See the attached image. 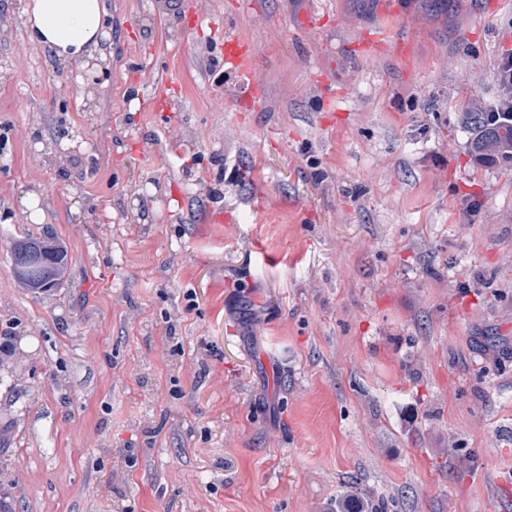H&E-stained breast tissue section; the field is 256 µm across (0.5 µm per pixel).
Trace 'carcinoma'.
Instances as JSON below:
<instances>
[{
  "label": "carcinoma",
  "mask_w": 512,
  "mask_h": 512,
  "mask_svg": "<svg viewBox=\"0 0 512 512\" xmlns=\"http://www.w3.org/2000/svg\"><path fill=\"white\" fill-rule=\"evenodd\" d=\"M472 134L470 149L474 160L486 166L512 165V121L497 119V113L486 108H475L465 113ZM39 254L40 263L30 276L18 279L26 288L38 293L56 287L64 277L68 265L67 252L50 234H27L13 242L12 267L25 266L30 256Z\"/></svg>",
  "instance_id": "cac0c4a2"
}]
</instances>
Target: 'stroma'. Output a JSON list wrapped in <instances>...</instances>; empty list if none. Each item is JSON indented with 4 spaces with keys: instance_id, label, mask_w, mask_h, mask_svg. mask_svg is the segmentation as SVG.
I'll list each match as a JSON object with an SVG mask.
<instances>
[{
    "instance_id": "1",
    "label": "stroma",
    "mask_w": 512,
    "mask_h": 512,
    "mask_svg": "<svg viewBox=\"0 0 512 512\" xmlns=\"http://www.w3.org/2000/svg\"><path fill=\"white\" fill-rule=\"evenodd\" d=\"M190 2L105 0L86 88L0 0L11 512H512V166L462 120L506 94L512 0ZM379 25L408 54H359ZM215 28L262 97L215 82ZM169 76L178 111L141 110ZM38 230L69 260L43 294L10 253ZM221 36V53L224 61V75L234 80L241 89L243 100H253L262 93L257 84L253 67L254 49L245 39L228 32Z\"/></svg>"
}]
</instances>
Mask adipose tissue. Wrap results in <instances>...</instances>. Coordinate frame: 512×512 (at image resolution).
Listing matches in <instances>:
<instances>
[{
  "label": "adipose tissue",
  "mask_w": 512,
  "mask_h": 512,
  "mask_svg": "<svg viewBox=\"0 0 512 512\" xmlns=\"http://www.w3.org/2000/svg\"><path fill=\"white\" fill-rule=\"evenodd\" d=\"M103 0H29L25 23L32 40L75 61L101 56Z\"/></svg>",
  "instance_id": "obj_1"
}]
</instances>
